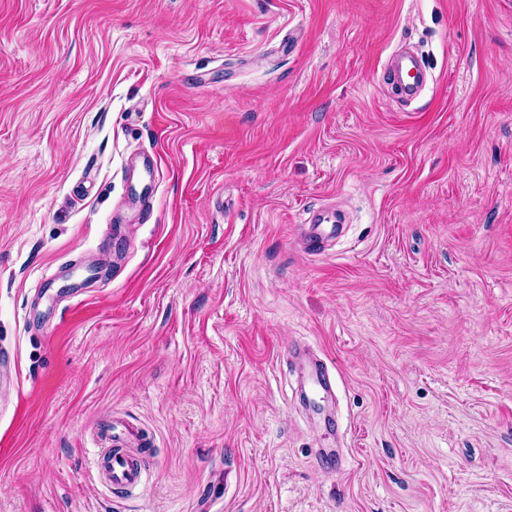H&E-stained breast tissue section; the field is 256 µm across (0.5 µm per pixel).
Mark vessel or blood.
Masks as SVG:
<instances>
[{
  "mask_svg": "<svg viewBox=\"0 0 512 512\" xmlns=\"http://www.w3.org/2000/svg\"><path fill=\"white\" fill-rule=\"evenodd\" d=\"M399 76L404 77L406 97L417 94L423 84V76L414 57L400 55L395 59ZM336 227L332 224H307L301 229V238L308 251H321L325 241L334 238ZM293 358L301 372L303 383L315 391H330L331 381L326 367L308 352L295 351ZM92 441L97 449L93 464L102 482L109 487L136 488L145 481V468L140 457L127 451L129 445H144L141 429L122 420L94 428Z\"/></svg>",
  "mask_w": 512,
  "mask_h": 512,
  "instance_id": "vessel-or-blood-1",
  "label": "vessel or blood"
}]
</instances>
